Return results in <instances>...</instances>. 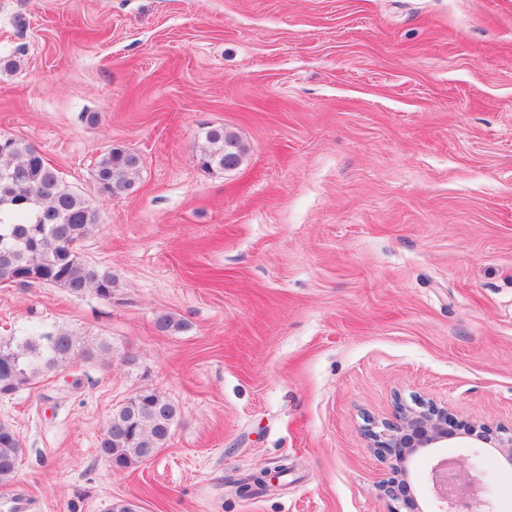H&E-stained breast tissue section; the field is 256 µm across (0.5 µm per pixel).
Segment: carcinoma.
<instances>
[{
	"mask_svg": "<svg viewBox=\"0 0 512 512\" xmlns=\"http://www.w3.org/2000/svg\"><path fill=\"white\" fill-rule=\"evenodd\" d=\"M246 147L240 138L215 126L205 132L201 166L225 168L232 155L242 162ZM142 164L126 147L109 148L96 162L94 181L100 193L119 197L133 191ZM100 226L98 209L75 192L60 172L29 142L0 134V284L41 283L74 295L92 291L112 297V272L88 264L81 243ZM184 323L171 314L155 319L156 332L168 335ZM109 352L82 346L65 333L33 330L25 336H0V397H8L81 356ZM176 407L161 393L148 389L117 406L100 435L96 453L115 470H124L153 457L171 436ZM24 448L17 430L0 422V485H9L22 462Z\"/></svg>",
	"mask_w": 512,
	"mask_h": 512,
	"instance_id": "1",
	"label": "carcinoma"
}]
</instances>
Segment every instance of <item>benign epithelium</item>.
Segmentation results:
<instances>
[{
    "instance_id": "benign-epithelium-1",
    "label": "benign epithelium",
    "mask_w": 512,
    "mask_h": 512,
    "mask_svg": "<svg viewBox=\"0 0 512 512\" xmlns=\"http://www.w3.org/2000/svg\"><path fill=\"white\" fill-rule=\"evenodd\" d=\"M368 438L370 447L392 463L385 494L394 505L388 512H423L412 489L409 465L417 453L427 448H440L460 438L464 448L477 442L500 450L512 465V430L493 431L483 424L460 420L448 407L435 403L404 408L398 419L373 424ZM483 489V475L469 457L436 458L426 498L432 504L431 512H497L480 496Z\"/></svg>"
}]
</instances>
